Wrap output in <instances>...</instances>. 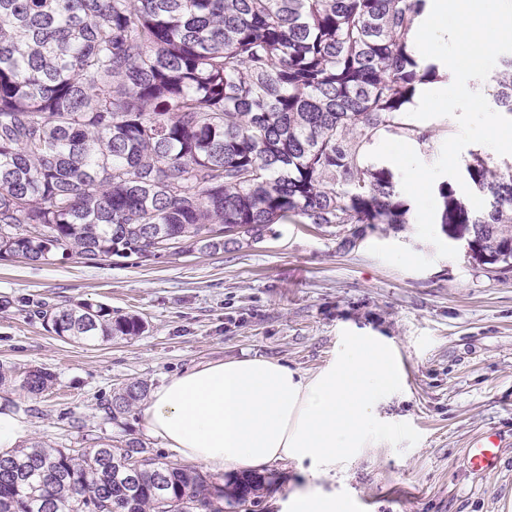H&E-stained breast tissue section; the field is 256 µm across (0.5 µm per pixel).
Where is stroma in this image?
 <instances>
[{
	"label": "stroma",
	"mask_w": 512,
	"mask_h": 512,
	"mask_svg": "<svg viewBox=\"0 0 512 512\" xmlns=\"http://www.w3.org/2000/svg\"><path fill=\"white\" fill-rule=\"evenodd\" d=\"M361 237L292 218L263 241L230 252L198 251L141 265L78 256L32 264L0 258V363L55 377L36 404L18 398L30 440L93 448L100 439L141 441L156 456L177 452L148 436L140 411L121 423L101 408L133 380L160 386L174 374L246 357L276 359L313 374L340 357L345 337H384L401 382L376 412L390 431L323 480L350 512H512V270L466 252L437 256L416 222L360 225ZM101 302L142 319L144 332L76 343L50 332L36 303ZM82 421L83 429L72 426ZM504 438L496 471L470 473L464 451L481 434ZM258 506L282 512L306 488L292 462L265 473Z\"/></svg>",
	"instance_id": "stroma-1"
}]
</instances>
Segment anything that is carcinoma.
Here are the masks:
<instances>
[{
  "mask_svg": "<svg viewBox=\"0 0 512 512\" xmlns=\"http://www.w3.org/2000/svg\"><path fill=\"white\" fill-rule=\"evenodd\" d=\"M425 0H0V256L155 263L263 240L272 225L408 223L392 172L367 162L382 132L423 144L409 120L420 67L408 34ZM494 102L512 114V55ZM481 210L440 186L443 224H485L471 258L512 269V164L466 167ZM73 341L138 336L135 315L78 301L42 312ZM41 367L0 364V391L36 401ZM131 381L113 422L148 396ZM152 456L142 442L90 451L43 441L0 455V512H224L258 496Z\"/></svg>",
  "mask_w": 512,
  "mask_h": 512,
  "instance_id": "carcinoma-1",
  "label": "carcinoma"
}]
</instances>
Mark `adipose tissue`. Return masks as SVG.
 I'll return each instance as SVG.
<instances>
[{
  "instance_id": "adipose-tissue-1",
  "label": "adipose tissue",
  "mask_w": 512,
  "mask_h": 512,
  "mask_svg": "<svg viewBox=\"0 0 512 512\" xmlns=\"http://www.w3.org/2000/svg\"><path fill=\"white\" fill-rule=\"evenodd\" d=\"M399 382L382 337L351 336L339 360L311 375L262 357L174 375L151 392L142 424L147 435L214 473L296 462L316 485L291 495L288 512H349L317 481L386 433L375 409Z\"/></svg>"
}]
</instances>
